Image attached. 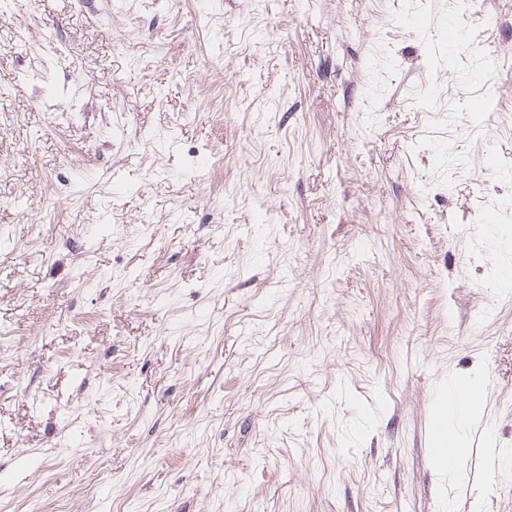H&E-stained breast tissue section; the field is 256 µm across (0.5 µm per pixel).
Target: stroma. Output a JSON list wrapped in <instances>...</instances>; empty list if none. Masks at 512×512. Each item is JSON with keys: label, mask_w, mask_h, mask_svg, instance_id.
Segmentation results:
<instances>
[{"label": "stroma", "mask_w": 512, "mask_h": 512, "mask_svg": "<svg viewBox=\"0 0 512 512\" xmlns=\"http://www.w3.org/2000/svg\"><path fill=\"white\" fill-rule=\"evenodd\" d=\"M510 171L512 0H10L0 512H512Z\"/></svg>", "instance_id": "obj_1"}]
</instances>
